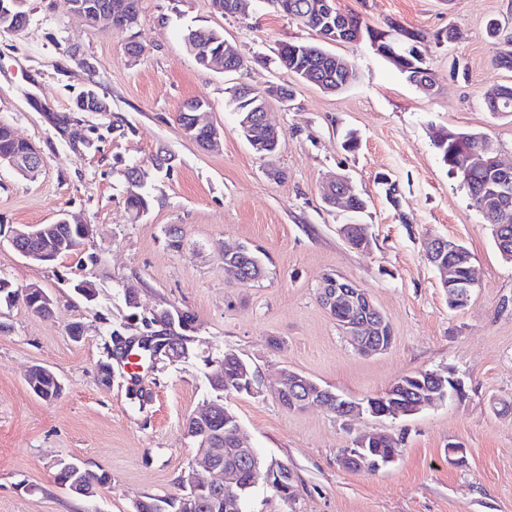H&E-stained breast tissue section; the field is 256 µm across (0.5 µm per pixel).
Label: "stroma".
I'll list each match as a JSON object with an SVG mask.
<instances>
[{"mask_svg": "<svg viewBox=\"0 0 512 512\" xmlns=\"http://www.w3.org/2000/svg\"><path fill=\"white\" fill-rule=\"evenodd\" d=\"M346 15L371 28L394 21L421 31L435 90L410 83L369 39L335 44L352 62L356 80L337 93L295 81L276 54L285 42H315L314 32L247 0L244 11L214 13L210 0H140L136 26L95 30L68 13L66 0H28L27 26L0 32V122L45 157L32 178L0 168V277L16 287L38 284L53 298L43 318L23 304L0 310V512H134L145 494L171 493L188 471L197 444L184 429L188 416L213 396L208 359L233 351L256 374L251 393L227 396L246 441L265 459L288 466L297 495L281 501L253 491L249 512H512V261L501 258L482 213L439 159L436 129L486 135L512 164V114L488 112L483 93L512 85V71L493 63L489 20L512 32V0H336ZM189 27L223 31L247 68L222 74L197 64L183 34ZM447 28L456 38L436 45ZM137 42L141 57L127 54ZM293 84L289 104L269 101V121L282 134L279 153L260 157L245 140L227 104L228 87ZM95 88L106 115L74 112L77 97ZM206 99L219 128V149L185 138L175 115L187 100ZM122 116L123 131L112 128ZM76 116L91 146H72L53 117ZM356 132V151L342 147ZM175 155L158 170V150ZM147 171L152 205L133 217L125 205V166ZM349 177L365 198L369 250L352 249L324 209L322 189ZM399 189L391 204L380 183ZM92 225L82 252L35 264L9 243L18 225L52 224L61 215ZM177 228L179 248L168 241ZM464 244L477 285L466 307L450 308L448 292L426 258L428 236ZM259 248L267 266L258 284L224 273V248ZM343 275L374 298L392 326L394 342L381 354H359L321 305L325 274ZM96 289L79 298L72 281ZM139 312L178 308L195 316L188 353L164 359L131 378L100 365L113 325L125 320L124 294ZM83 336L73 341L70 325ZM53 371L63 385L51 401L26 381L31 366ZM289 368L351 400L375 397L405 375L453 372L465 395L398 419L362 415L350 420L318 407L291 410L272 387ZM387 434L399 448L394 463L374 472L337 464L341 449L360 436ZM465 448L462 463L449 445ZM79 460L106 474L92 496L54 481L51 465Z\"/></svg>", "mask_w": 512, "mask_h": 512, "instance_id": "35a3bbf8", "label": "stroma"}]
</instances>
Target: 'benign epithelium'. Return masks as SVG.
I'll return each mask as SVG.
<instances>
[{"label": "benign epithelium", "mask_w": 512, "mask_h": 512, "mask_svg": "<svg viewBox=\"0 0 512 512\" xmlns=\"http://www.w3.org/2000/svg\"><path fill=\"white\" fill-rule=\"evenodd\" d=\"M387 42L385 56L391 60H401L405 58L408 52L406 45L393 37L392 32L382 33V37L373 40V43L380 44ZM239 92L255 99L263 101L269 98H275L280 103H286L282 98L278 86L270 85L263 92L259 93L249 86L239 87ZM77 107L84 112H107L109 106L97 90L91 88L81 94L76 100ZM195 126L201 128L205 133L204 145L207 148H213L220 142V131L210 122L204 120L200 113L195 114ZM27 150L23 154L14 156H1L0 166L8 165L17 167L34 165L41 167L44 165V157L30 142H25ZM359 200V196L352 193L348 179L342 174L336 175L334 180L326 186L322 201L328 208L351 211L348 207L350 200ZM488 206L503 215L512 209V193L503 191L499 195L488 199ZM39 233L35 232V227L23 225L10 231L9 242L13 248L18 249V244L28 239L36 238ZM426 255L429 256L436 268L443 276V286L448 289V298L454 303V307L461 308L468 304L473 287L476 284L473 272V266L465 267L467 275L458 273L459 266H446L443 264V256L448 255L458 259L463 258L462 251L456 246V240L442 236H431L424 243ZM19 253L28 261H34L41 264L54 262L60 258L62 250L54 248L47 244L40 249L20 250ZM322 294V303L329 312H334L339 308L349 310L351 318L344 324V333L350 336L355 350L364 355L379 354L387 351L393 344L394 336L390 323L386 320L382 312L375 304L372 296L364 289L360 288L354 281L339 275H326L320 285ZM152 347L153 355L156 357L165 356L173 358L178 356L179 346L175 342V337L171 336V327H164V331L158 332L153 336H125L121 335L116 339V345L119 346L114 352V359L119 361L124 351L135 343ZM424 381L421 382V388L411 390L408 397V407L405 414L410 415L418 412L421 408L428 406L435 399V394L445 388V381H450L452 387L448 388V398H460L463 396L461 383L453 377H446L438 372L427 371L422 373ZM276 395L288 394L291 399L289 409H304L311 405L320 406L326 410L330 409V403L327 399H336L343 402L342 409L344 416L353 418L362 414H368L375 418L401 417V413H392L388 410H377L376 406L367 403V401H352L342 399L341 396L325 388L305 375L288 369H281L277 385L274 388ZM227 424L234 427L235 436H237L238 448L235 458L231 461H223L224 449L222 448H203L199 457L190 466L187 474L182 476L184 485L195 491L202 489L222 491L225 494L224 504L226 512H235L240 492L247 489V486L239 483L240 468L250 462L253 456V449L244 446L240 439L241 425L238 418L228 416ZM265 482L277 487H286L291 482L292 476L279 468L278 462L272 460L268 463L263 472Z\"/></svg>", "instance_id": "benign-epithelium-1"}]
</instances>
